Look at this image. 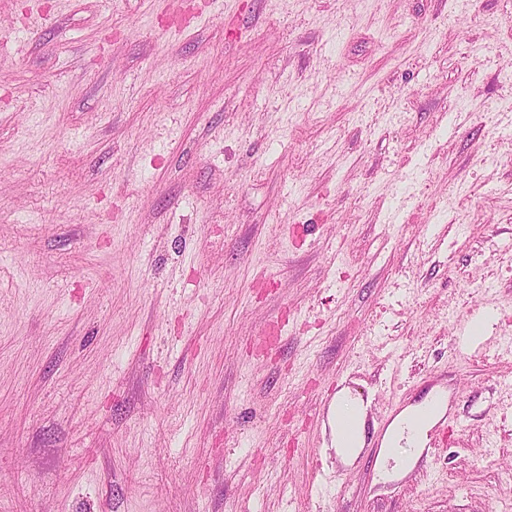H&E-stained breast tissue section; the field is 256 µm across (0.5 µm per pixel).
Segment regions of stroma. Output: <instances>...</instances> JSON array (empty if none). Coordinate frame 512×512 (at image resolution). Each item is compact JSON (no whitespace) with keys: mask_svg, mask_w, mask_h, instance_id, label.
Returning a JSON list of instances; mask_svg holds the SVG:
<instances>
[{"mask_svg":"<svg viewBox=\"0 0 512 512\" xmlns=\"http://www.w3.org/2000/svg\"><path fill=\"white\" fill-rule=\"evenodd\" d=\"M198 3L0 0V512H512V0ZM369 403L354 396L348 388L336 393L332 402L329 423L332 427V446L336 457L347 465H352L362 453L367 437L365 418ZM350 423L353 431L346 439L342 427ZM436 392H430L421 402L408 407L388 427L379 452L380 463L376 478L385 482L394 476H403L414 470L428 443V431L442 416L445 405L429 409V401ZM406 442L411 448L392 453L388 448H401Z\"/></svg>","mask_w":512,"mask_h":512,"instance_id":"obj_1","label":"stroma"}]
</instances>
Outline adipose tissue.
I'll list each match as a JSON object with an SVG mask.
<instances>
[{"label":"adipose tissue","mask_w":512,"mask_h":512,"mask_svg":"<svg viewBox=\"0 0 512 512\" xmlns=\"http://www.w3.org/2000/svg\"><path fill=\"white\" fill-rule=\"evenodd\" d=\"M367 409L363 398L346 388L337 392L332 403L329 415L332 446L337 457L346 464H353L362 452L367 437ZM442 414V409H430L428 401L424 400L396 417L382 439L376 468L378 481L385 482L414 470L426 449L428 432Z\"/></svg>","instance_id":"ef3b65f1"}]
</instances>
